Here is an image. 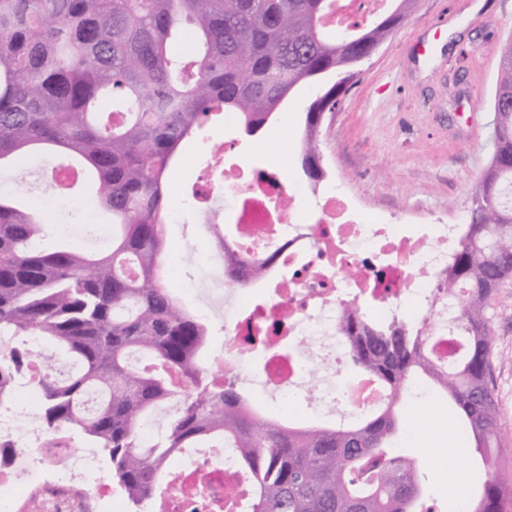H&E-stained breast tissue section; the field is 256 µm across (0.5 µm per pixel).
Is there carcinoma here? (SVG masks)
<instances>
[{
    "mask_svg": "<svg viewBox=\"0 0 512 512\" xmlns=\"http://www.w3.org/2000/svg\"><path fill=\"white\" fill-rule=\"evenodd\" d=\"M319 1L334 2L0 0V165L44 148L77 158L112 215L109 251L48 252L36 207L0 195V336H38L77 366L37 380L42 425L71 427L106 452L136 512H156L161 466L176 449L220 438L250 475L249 512H430L417 459L392 453L401 401L420 376L460 412L476 453L502 447L490 357L496 296L512 282V40L494 94V152L430 309L386 325L355 306L341 312L351 365L384 391L381 406L347 427L286 425L247 412L237 384L201 370L209 323L181 306L164 271L169 164L215 111L261 131L288 90L306 85L299 160L318 184L319 126L358 75L346 46L361 32L385 42L410 6L400 0L391 22L331 37L314 14ZM184 23L193 26L188 51L178 50ZM444 309L448 338L462 337L448 362L433 325ZM30 355L23 344L0 348V407ZM172 401L165 432L141 442L148 415ZM467 503L469 512H512V480L485 479Z\"/></svg>",
    "mask_w": 512,
    "mask_h": 512,
    "instance_id": "cac0c4a2",
    "label": "carcinoma"
}]
</instances>
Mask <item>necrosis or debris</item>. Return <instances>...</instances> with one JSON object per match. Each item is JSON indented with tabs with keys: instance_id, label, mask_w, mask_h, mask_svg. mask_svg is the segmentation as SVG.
I'll list each match as a JSON object with an SVG mask.
<instances>
[{
	"instance_id": "1",
	"label": "necrosis or debris",
	"mask_w": 512,
	"mask_h": 512,
	"mask_svg": "<svg viewBox=\"0 0 512 512\" xmlns=\"http://www.w3.org/2000/svg\"><path fill=\"white\" fill-rule=\"evenodd\" d=\"M235 149L209 145L212 171L192 199L212 233L198 262L207 273V307L197 315L224 319V342L202 369L246 387L258 413L296 421L315 406L360 413L376 400L367 380L349 366L339 332L341 308L357 302L370 318L412 320L428 307L457 224H394L355 208L343 189L288 192L280 178L287 150L263 157L262 172L227 164ZM289 207H281L282 198ZM268 261L265 276L236 287L224 277V251ZM359 268L358 279L346 278ZM27 404L0 413V440L15 446L0 467V512H27L40 499L51 512H75L79 502L121 512L93 453L48 447ZM162 512H224L228 493L249 497L250 482L234 448L182 449L163 473Z\"/></svg>"
}]
</instances>
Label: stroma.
I'll return each instance as SVG.
<instances>
[{
    "instance_id": "stroma-1",
    "label": "stroma",
    "mask_w": 512,
    "mask_h": 512,
    "mask_svg": "<svg viewBox=\"0 0 512 512\" xmlns=\"http://www.w3.org/2000/svg\"><path fill=\"white\" fill-rule=\"evenodd\" d=\"M463 3L415 0L393 38L362 64L359 82L326 115L322 165L328 179L345 183L358 207L406 223L439 218L455 224L464 215L471 187L491 158L498 69L488 57L512 38V0H494L484 17ZM411 38L435 46L428 68L409 51ZM56 163L52 155L27 157L20 190L28 200L48 193ZM207 165L204 152L180 155L167 181L165 206L182 220L167 225L166 243L176 246L185 273L194 272L203 249L188 190ZM64 196L65 204L43 215L45 245L59 239L60 226L84 221L87 180H77ZM495 311L491 367L505 454L484 460L466 448L454 408L436 394L404 405L409 438L403 449L420 460L437 512L450 508L449 475L468 489L490 476L512 478V287L499 289Z\"/></svg>"
}]
</instances>
